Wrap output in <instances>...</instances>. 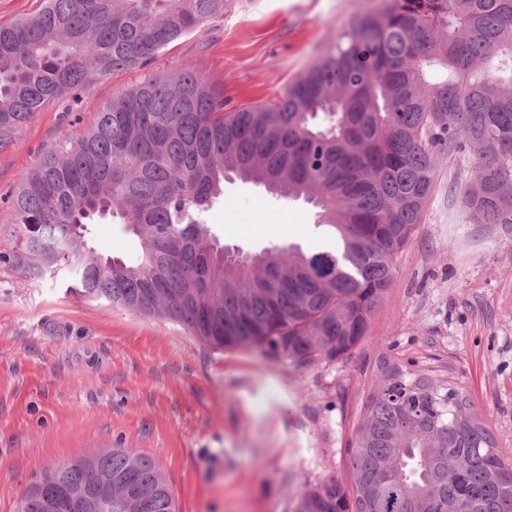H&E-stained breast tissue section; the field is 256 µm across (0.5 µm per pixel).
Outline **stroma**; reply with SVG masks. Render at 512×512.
<instances>
[{
	"mask_svg": "<svg viewBox=\"0 0 512 512\" xmlns=\"http://www.w3.org/2000/svg\"><path fill=\"white\" fill-rule=\"evenodd\" d=\"M379 0H231L223 17L163 48L150 71L202 77L231 111L278 101L351 20ZM141 71L90 74L0 149V512H18L48 468L134 448L153 458L175 512H293L302 493L351 485L347 444L387 358L459 381L512 465V224H470L448 187L463 157L439 154L434 188L396 260L368 338L335 361L297 365L265 346L221 348L162 315L144 317L69 292L66 275L32 280L2 256L15 242L21 173L75 143ZM222 241L319 248L315 210L233 180L210 211ZM102 256L130 257L133 236L91 225Z\"/></svg>",
	"mask_w": 512,
	"mask_h": 512,
	"instance_id": "35a3bbf8",
	"label": "stroma"
}]
</instances>
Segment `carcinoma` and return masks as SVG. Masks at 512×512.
Here are the masks:
<instances>
[{
    "label": "carcinoma",
    "mask_w": 512,
    "mask_h": 512,
    "mask_svg": "<svg viewBox=\"0 0 512 512\" xmlns=\"http://www.w3.org/2000/svg\"><path fill=\"white\" fill-rule=\"evenodd\" d=\"M227 0H44L0 27V148L90 73L144 68L224 15ZM470 177L449 191L470 224H512V0H384L336 37L274 105L224 111L193 74L148 73L71 146L24 173L12 201L31 278L60 270L86 299L183 324L220 347L267 345L299 365L334 361L369 335L395 259L420 223L439 152ZM237 177L317 209L336 243L231 252L207 214ZM138 242L96 257L95 218ZM351 490L331 479L294 512H512V469L463 387L387 359L349 444ZM112 479L85 512H174L169 485L133 448L96 454ZM81 457L45 471L79 489ZM21 512H45L31 487Z\"/></svg>",
    "instance_id": "1"
}]
</instances>
